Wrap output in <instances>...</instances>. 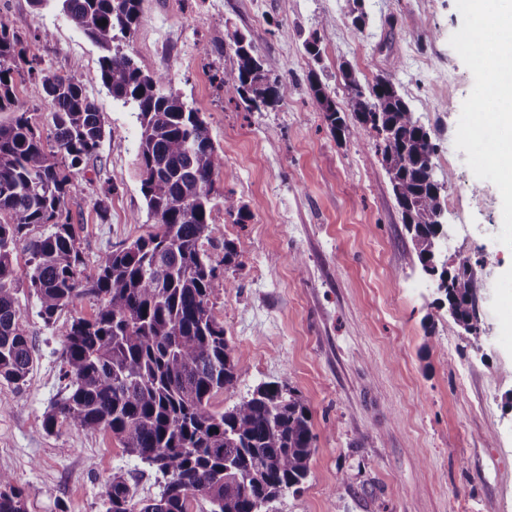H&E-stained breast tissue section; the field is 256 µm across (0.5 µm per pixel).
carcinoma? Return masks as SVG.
I'll list each match as a JSON object with an SVG mask.
<instances>
[{"instance_id":"carcinoma-1","label":"carcinoma","mask_w":512,"mask_h":512,"mask_svg":"<svg viewBox=\"0 0 512 512\" xmlns=\"http://www.w3.org/2000/svg\"><path fill=\"white\" fill-rule=\"evenodd\" d=\"M61 10L93 44L103 88L131 110L139 125L141 193L155 230L87 266L66 207L77 190L70 170L96 156L105 137L99 106L74 78L24 56V39L0 16V379L25 382L33 358L17 310L19 278L13 255L28 256L26 282L46 325L78 297L95 299L90 317L75 316L64 335L67 396L44 416L51 432L67 425L105 430L124 451L164 478L160 493L134 500L131 485L114 474L106 512H268L308 477L316 450L310 412L283 382L259 384L246 398L217 411L212 400L232 391L240 359L212 311L217 269L237 266L224 243L215 260L202 249L213 212L224 206L234 223L251 211L213 188L224 155L200 112L172 88L164 73H145L121 47L140 23L143 0H59ZM107 24H102V21ZM237 67L222 84L246 109L274 108L281 92L273 67L241 32L231 36ZM35 92L53 105V143L44 141L15 94L22 65ZM344 90L360 127L375 134L403 224L422 269L431 262L435 215L443 194L431 177L437 151L430 128L417 123L387 78L364 87L349 70ZM311 89L336 136L345 118L317 77ZM443 297L457 320H474L476 281L470 259L455 255ZM0 512H27L26 495L0 472Z\"/></svg>"}]
</instances>
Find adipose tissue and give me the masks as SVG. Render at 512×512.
I'll return each instance as SVG.
<instances>
[{
  "instance_id": "ef3b65f1",
  "label": "adipose tissue",
  "mask_w": 512,
  "mask_h": 512,
  "mask_svg": "<svg viewBox=\"0 0 512 512\" xmlns=\"http://www.w3.org/2000/svg\"><path fill=\"white\" fill-rule=\"evenodd\" d=\"M471 6L475 13L496 19L485 31L493 45L485 64L491 73L494 97L512 102V12H502L500 0H471Z\"/></svg>"
}]
</instances>
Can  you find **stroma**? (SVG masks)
Listing matches in <instances>:
<instances>
[{
  "label": "stroma",
  "instance_id": "stroma-1",
  "mask_svg": "<svg viewBox=\"0 0 512 512\" xmlns=\"http://www.w3.org/2000/svg\"><path fill=\"white\" fill-rule=\"evenodd\" d=\"M143 0L124 44L138 66L167 72L172 87L209 126L224 171L215 189L248 205L251 219L213 214L204 248L225 243L239 266L222 268L213 314L240 357L235 389L216 409L263 382L288 384L317 436L310 473L270 512H512V195L492 147L462 132L486 98L490 73L459 35L480 19L460 0ZM0 14L25 39L27 58L83 84L106 136L98 156L72 172L67 206L87 263L147 235L154 226L140 191L139 128L100 81L101 52L55 0H0ZM53 36L36 38L38 29ZM245 33L281 80L282 100L250 112L219 79L236 64L228 30ZM325 34L319 58L303 47ZM362 85L389 78L434 133L436 176L446 191L452 251L468 256L478 281L480 344L462 336L436 305L402 223L371 134L347 118L344 137L323 121L309 84L318 74L347 110L343 72ZM105 198L106 214L95 202ZM302 256L298 273L292 256ZM31 341L25 382L0 380V471L26 494L28 512H105V486L128 477L136 499L160 492L154 469L129 456L110 432L42 420L68 393L63 336L92 299L63 310L54 325L27 288L16 294Z\"/></svg>",
  "mask_w": 512,
  "mask_h": 512
}]
</instances>
